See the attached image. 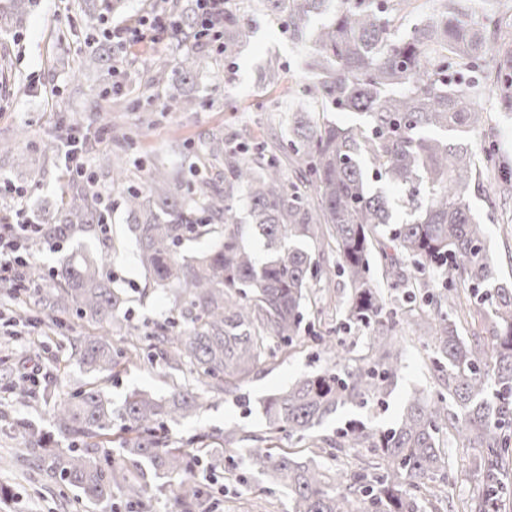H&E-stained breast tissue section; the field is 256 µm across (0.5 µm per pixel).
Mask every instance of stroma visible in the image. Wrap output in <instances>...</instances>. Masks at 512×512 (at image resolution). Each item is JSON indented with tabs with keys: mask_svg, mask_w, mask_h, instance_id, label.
Returning <instances> with one entry per match:
<instances>
[{
	"mask_svg": "<svg viewBox=\"0 0 512 512\" xmlns=\"http://www.w3.org/2000/svg\"><path fill=\"white\" fill-rule=\"evenodd\" d=\"M87 31L74 0H33L20 27L0 39V139L14 137L17 129L26 135L16 139V150L0 156V217L24 209L31 221L51 212L62 188L81 187L85 181L71 178L63 167L44 160L45 133L57 126L80 123L82 128L99 132L126 169L125 189L113 191L104 207L109 214L107 236L89 232L56 251L40 249L33 262L51 272L72 252L108 253L103 272L119 288L125 303L118 313L122 326L134 328L139 337L140 362L122 364L113 371H86L75 349L95 328L73 317L62 329L52 331L44 323L46 313L28 303L24 309L28 327L15 325L0 307V512H100L84 503L79 491L58 476L38 467L23 451L15 435L17 421L25 420L40 429L49 444L59 436L53 426L52 408L34 398L22 404L13 399L9 387L19 375L43 368L41 385L55 390L58 399L75 396L87 384L97 385L113 407L122 406L135 390L157 397L190 385L203 406L190 417L168 422L167 434L179 445L203 435L208 446L199 460L205 471L199 483L203 495L199 505L188 512H290L286 487L271 484L250 462L247 449L226 448L224 433L237 428L241 434L263 435L266 426L261 415L263 400L287 387L296 378L332 369L333 362L311 339L315 333H335L351 356L366 353L368 332L362 328L340 329L335 317L306 312L304 333L293 345H275L244 382L219 392L195 381L187 370H176L160 358L149 357L148 345L159 324L178 317L179 303L172 291L154 288L138 258L134 236L126 224L125 191L142 188L144 178L157 165L177 168L184 182H191L198 170H207L216 183H223V166H210L205 144L224 138L229 132L243 135L242 147L253 150L257 138L280 132V115L309 108L316 98L311 78L301 61L307 45L293 43L279 16L258 17L252 35L232 56L222 55L217 44L206 47L212 72L198 81V104L191 112H167L163 105L169 94L167 83H155L150 61L156 56L174 58L183 47L158 33L145 34L142 41L124 50L112 67L87 62ZM276 61L284 73V89L262 90L258 72L267 61ZM82 64L83 93H76L69 69ZM485 102L489 124L469 138L474 152L496 147L499 155L512 161V111L502 108L495 88H487ZM110 112L112 125L100 127L93 106ZM476 219L486 226V246L497 276L512 281V198L501 199L495 189L469 198ZM402 367L391 394L382 403L346 406L338 409L303 440L280 437L278 444L309 456L314 444L336 441L337 432L351 419L381 428L394 423L406 395L416 389L436 394L444 388V373L430 366L428 348L417 328L401 327ZM461 462L451 485L442 487L431 499L432 512H448L449 504L478 494L480 449H458ZM149 494L143 504L127 501L113 492L114 512H171L173 500L169 479L145 470Z\"/></svg>",
	"mask_w": 512,
	"mask_h": 512,
	"instance_id": "1",
	"label": "stroma"
}]
</instances>
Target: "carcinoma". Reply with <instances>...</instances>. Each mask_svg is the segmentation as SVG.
Wrapping results in <instances>:
<instances>
[{"label":"carcinoma","mask_w":512,"mask_h":512,"mask_svg":"<svg viewBox=\"0 0 512 512\" xmlns=\"http://www.w3.org/2000/svg\"><path fill=\"white\" fill-rule=\"evenodd\" d=\"M479 1L486 2L440 0L434 14L397 38L412 0H254V12L284 15L293 41L313 42L303 69L316 79L319 97L311 109L288 113V138L259 143L250 155L230 139L210 142V151L224 153V190L202 175L186 194L177 175L156 167L142 188L126 194L141 266L154 287L183 299L182 324L159 325L152 348L200 382L222 389L244 379L273 340L289 346L300 336L307 309L316 304L324 312L321 292L332 276L349 288L336 316L345 328L369 331L368 354L349 359L336 337H315L349 364L303 375L266 398L263 415L272 433L303 438L338 409L362 406L387 391L401 366L393 331L428 321L430 362L448 371L444 390L433 396L414 390L388 428L348 421L338 437L367 449L373 456L367 466L349 474L275 445L250 449L254 465L288 487L291 512H423L428 484L454 478L453 462L440 448L443 435L482 449L483 488L468 512H502L504 495L512 496L504 482L512 469V283L498 280L485 251V227L468 203L489 178L512 193V167L493 149L478 155L469 147L467 136L485 126L487 108L485 82H465L509 31L494 12L485 15L484 26H474L470 15ZM121 2L77 0V7L87 30L102 34ZM30 7V0H0V31L12 32ZM196 12L194 3L180 8L170 34L191 48L173 62H152L170 76L171 111L194 109L195 98L180 87L208 69ZM316 15L328 19L314 28ZM250 31L240 8L225 6L221 52L233 55ZM87 45L90 61L112 62V48ZM506 56L494 85L501 106L512 110V50ZM258 80L275 89L283 76L267 66ZM330 107L362 114L366 122L343 126L319 116ZM96 159L112 168V186L124 185L125 171L114 166L110 151L97 150ZM372 180L404 195L410 219H396ZM243 201L247 224L238 218ZM107 220L95 190H64L44 220L45 236L29 239L27 249L58 246L93 229L104 234ZM210 234L219 238L210 250L190 259L178 251L183 240ZM251 236L264 241L266 254L249 250ZM51 275L49 283L31 266L25 273L31 294L58 327L72 313L98 325L104 334L86 337L79 354L90 370L112 371L124 355L108 337L122 294L103 275L101 262L83 254H72ZM462 294L469 298L463 313L483 321L468 338L460 334V321L442 311ZM201 407L196 391L183 387L167 397L133 391L114 410L100 389L88 387L53 410L65 448L47 449L30 425L18 435L48 472L90 504L112 506V489L134 478L129 465L146 462L173 480L181 506L201 491L190 478L189 453L159 429ZM115 435L118 457L105 465L97 450Z\"/></svg>","instance_id":"carcinoma-1"}]
</instances>
